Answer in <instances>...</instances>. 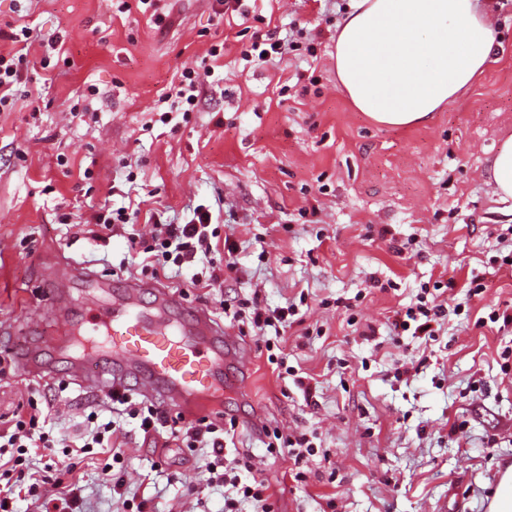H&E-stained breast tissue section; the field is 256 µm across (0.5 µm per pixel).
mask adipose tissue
I'll return each mask as SVG.
<instances>
[{"label": "adipose tissue", "mask_w": 512, "mask_h": 512, "mask_svg": "<svg viewBox=\"0 0 512 512\" xmlns=\"http://www.w3.org/2000/svg\"><path fill=\"white\" fill-rule=\"evenodd\" d=\"M498 48L482 0H353L336 33V80L374 122L424 125L461 100Z\"/></svg>", "instance_id": "adipose-tissue-1"}]
</instances>
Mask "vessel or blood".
Segmentation results:
<instances>
[{
	"instance_id": "b4317fda",
	"label": "vessel or blood",
	"mask_w": 512,
	"mask_h": 512,
	"mask_svg": "<svg viewBox=\"0 0 512 512\" xmlns=\"http://www.w3.org/2000/svg\"><path fill=\"white\" fill-rule=\"evenodd\" d=\"M104 301L93 319L73 327V340L61 359L95 384L133 388L183 413L206 407L217 398V382L229 350L236 345L206 310L178 313V300L147 282L131 280L119 295L110 282L76 271Z\"/></svg>"
}]
</instances>
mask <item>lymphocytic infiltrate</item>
Here are the masks:
<instances>
[{
	"instance_id": "obj_1",
	"label": "lymphocytic infiltrate",
	"mask_w": 512,
	"mask_h": 512,
	"mask_svg": "<svg viewBox=\"0 0 512 512\" xmlns=\"http://www.w3.org/2000/svg\"><path fill=\"white\" fill-rule=\"evenodd\" d=\"M9 38L16 44L17 49L6 55L0 53V112L13 110L20 87L29 80L27 47L34 41L35 35L31 28L17 25L11 27ZM211 224L210 210L199 207L188 223L164 225L162 252L155 258L156 265H179L194 258L198 250L209 248ZM295 314V307L268 309L262 307L256 299L245 302L235 312L236 317L246 321L260 333L271 328L290 326ZM446 317L443 305L422 297L417 303L396 313L392 326L396 333H407L419 339L431 340L435 338ZM38 424L37 416H17L11 433L0 439V456L9 455L17 466L23 465L29 453L45 456L47 462L43 467L40 483L54 487L56 493L43 502L42 512H80L81 488L68 479L77 464L73 461L54 460V441L34 435ZM139 429L146 436L168 431L174 440L180 441L185 447L205 448L218 460L224 459V445L235 436L234 428L220 427L205 416L181 426L171 424L167 409L154 404L147 406L145 414L141 415ZM262 433L268 453L291 458L294 466L290 475L293 479H300L302 473L299 466L306 455L313 452L306 435H286L280 430L267 427L263 428Z\"/></svg>"
}]
</instances>
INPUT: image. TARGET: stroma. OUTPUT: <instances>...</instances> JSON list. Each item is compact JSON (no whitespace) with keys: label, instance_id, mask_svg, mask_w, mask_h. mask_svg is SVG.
I'll return each instance as SVG.
<instances>
[{"label":"stroma","instance_id":"1","mask_svg":"<svg viewBox=\"0 0 512 512\" xmlns=\"http://www.w3.org/2000/svg\"><path fill=\"white\" fill-rule=\"evenodd\" d=\"M160 19L116 14L113 0H0V28L23 21L59 35L65 58L33 43L31 80L14 111L0 112V431L27 412L31 390L51 403L50 437L83 431L107 409L104 387L59 361L56 342L92 306L73 289L68 312L50 278L79 268L151 281L185 308L223 320L224 308L259 294L269 306L299 301L287 328L288 365L309 386L278 379L262 336L229 323L240 359L234 386L205 408L236 418L237 453L273 494L274 512H488L512 465V204L489 184L488 160L512 134V0H492L501 47L452 111L429 124L379 126L355 111L336 82V29L350 0H253L248 17L216 19L214 0H160ZM310 59L254 65L242 52L270 31L305 41ZM224 54L211 73L212 45ZM187 68L200 71L192 112H162L159 98ZM311 85L290 86L295 71ZM137 204V239L99 216ZM208 206L217 249L179 275L153 277L141 257L154 224L188 221ZM235 269L206 286L210 267ZM482 284L471 296L469 282ZM433 293L448 306L437 340L397 336L395 311ZM36 355L47 370L23 372ZM414 372L397 376L398 363ZM304 430L316 453L294 482L288 457L267 454L258 432ZM121 449L113 459V449ZM202 451L143 439L129 417L112 445L78 464L81 512H224L223 470ZM124 481L112 490V477ZM200 495H192V488Z\"/></svg>","mask_w":512,"mask_h":512}]
</instances>
